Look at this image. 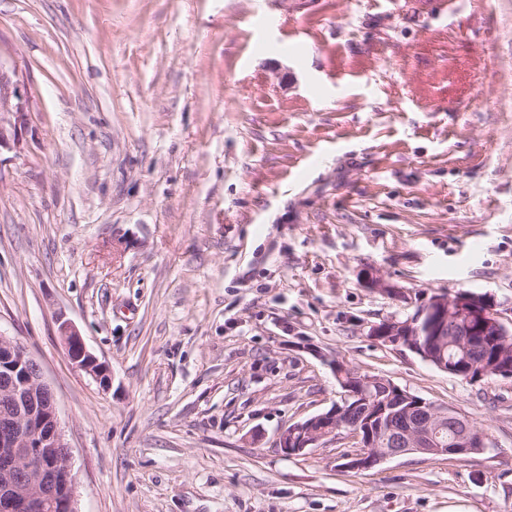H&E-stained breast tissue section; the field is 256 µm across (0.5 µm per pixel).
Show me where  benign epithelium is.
Segmentation results:
<instances>
[{
  "label": "benign epithelium",
  "instance_id": "benign-epithelium-1",
  "mask_svg": "<svg viewBox=\"0 0 512 512\" xmlns=\"http://www.w3.org/2000/svg\"><path fill=\"white\" fill-rule=\"evenodd\" d=\"M26 104L17 84L0 65V149L20 145L18 127L26 123ZM70 359L103 386L110 380L108 367L89 352L77 329L68 321L59 326ZM453 336L468 350L488 336L502 337L498 360L491 365L467 367L466 380L480 383L494 373L512 380V318L485 294L461 291L448 298L436 295L417 308L405 322L395 320L370 326L368 336L404 348L423 361L455 374V358L437 360L422 342L424 336ZM0 512H39L52 501L56 512H77L75 474L70 448L62 436L54 390L44 380L40 365L18 343L0 335ZM342 403L330 410L282 428L276 445L285 454L300 455L309 448L332 443L346 432L355 451L343 456L347 471L369 470L387 458L410 452L446 456L497 450L485 432L477 431L460 412L417 398L391 381L362 373L346 374V366L333 363ZM362 409L365 427L344 428L347 406ZM448 428V447L439 430Z\"/></svg>",
  "mask_w": 512,
  "mask_h": 512
}]
</instances>
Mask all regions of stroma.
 I'll return each instance as SVG.
<instances>
[{"instance_id": "1", "label": "stroma", "mask_w": 512, "mask_h": 512, "mask_svg": "<svg viewBox=\"0 0 512 512\" xmlns=\"http://www.w3.org/2000/svg\"><path fill=\"white\" fill-rule=\"evenodd\" d=\"M0 65L28 102L0 335L55 392L78 512H512V381L368 335L436 295L512 307V0H0ZM335 360L497 451L285 456ZM59 331L64 340L67 354L73 363L92 375L101 385L106 386L110 380L108 367L89 352L72 323L61 322Z\"/></svg>"}]
</instances>
